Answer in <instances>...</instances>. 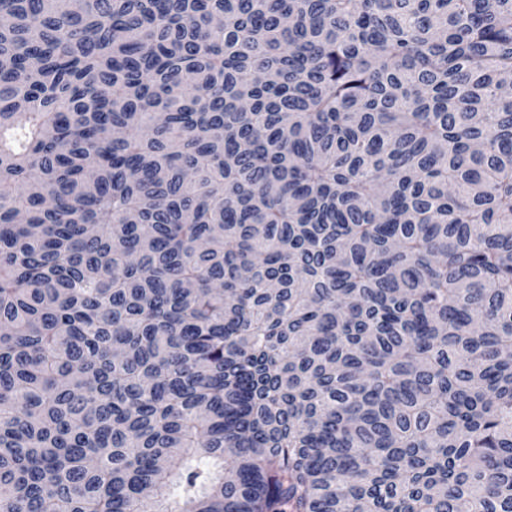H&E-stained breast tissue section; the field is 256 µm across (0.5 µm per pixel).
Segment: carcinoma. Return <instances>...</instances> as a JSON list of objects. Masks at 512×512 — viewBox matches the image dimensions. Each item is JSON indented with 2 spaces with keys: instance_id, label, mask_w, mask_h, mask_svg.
<instances>
[{
  "instance_id": "cac0c4a2",
  "label": "carcinoma",
  "mask_w": 512,
  "mask_h": 512,
  "mask_svg": "<svg viewBox=\"0 0 512 512\" xmlns=\"http://www.w3.org/2000/svg\"><path fill=\"white\" fill-rule=\"evenodd\" d=\"M512 0H0V512H512Z\"/></svg>"
}]
</instances>
